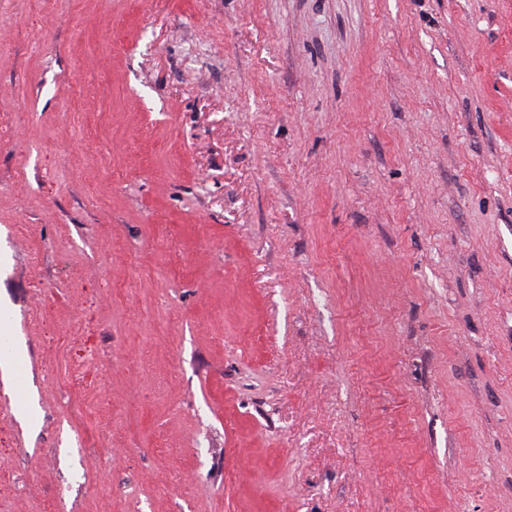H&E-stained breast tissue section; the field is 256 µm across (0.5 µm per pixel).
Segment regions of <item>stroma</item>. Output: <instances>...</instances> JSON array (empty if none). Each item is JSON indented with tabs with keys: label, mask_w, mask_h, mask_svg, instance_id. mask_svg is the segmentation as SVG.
<instances>
[{
	"label": "stroma",
	"mask_w": 512,
	"mask_h": 512,
	"mask_svg": "<svg viewBox=\"0 0 512 512\" xmlns=\"http://www.w3.org/2000/svg\"><path fill=\"white\" fill-rule=\"evenodd\" d=\"M0 512H512V0H0Z\"/></svg>",
	"instance_id": "35a3bbf8"
}]
</instances>
